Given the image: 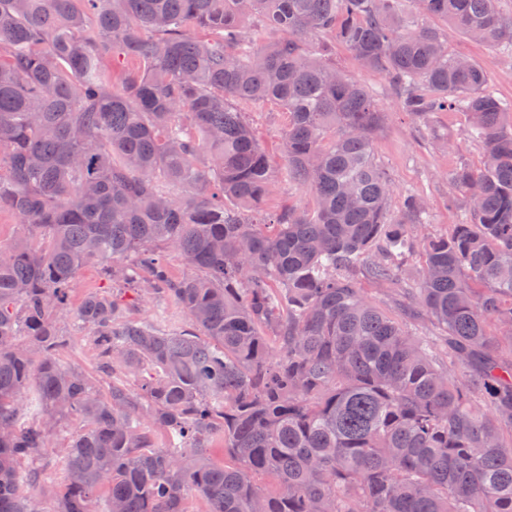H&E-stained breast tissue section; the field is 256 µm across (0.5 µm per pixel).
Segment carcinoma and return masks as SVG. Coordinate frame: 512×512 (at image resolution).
<instances>
[{
  "label": "carcinoma",
  "instance_id": "1",
  "mask_svg": "<svg viewBox=\"0 0 512 512\" xmlns=\"http://www.w3.org/2000/svg\"><path fill=\"white\" fill-rule=\"evenodd\" d=\"M419 2L512 48L497 0ZM445 41L408 0H0V512H512V103ZM338 46L415 120L468 115L465 223L390 210L386 115ZM259 101L288 114L278 175ZM280 177L311 204L268 214ZM412 258L397 314L366 298ZM88 264L112 292L73 310ZM133 283L181 318L134 319ZM70 315L105 393L62 358Z\"/></svg>",
  "mask_w": 512,
  "mask_h": 512
}]
</instances>
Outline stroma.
Masks as SVG:
<instances>
[{
  "instance_id": "obj_1",
  "label": "stroma",
  "mask_w": 512,
  "mask_h": 512,
  "mask_svg": "<svg viewBox=\"0 0 512 512\" xmlns=\"http://www.w3.org/2000/svg\"><path fill=\"white\" fill-rule=\"evenodd\" d=\"M444 32L449 54L478 62L491 87L500 97L511 101L512 56L479 44L453 27H445ZM336 63L345 74L365 84L388 115L385 128L375 142V155L391 175L394 187L391 208H398L402 196L413 192L428 204L426 231L442 233L451 225L461 223L463 208L448 206V172L462 164L477 168L483 161L482 148L465 135L466 114L442 112L428 125L415 123L399 111L397 99L383 74L363 69L342 48L336 51ZM245 110L271 156L273 167H281L278 143L288 124L286 112L270 103L249 104Z\"/></svg>"
}]
</instances>
